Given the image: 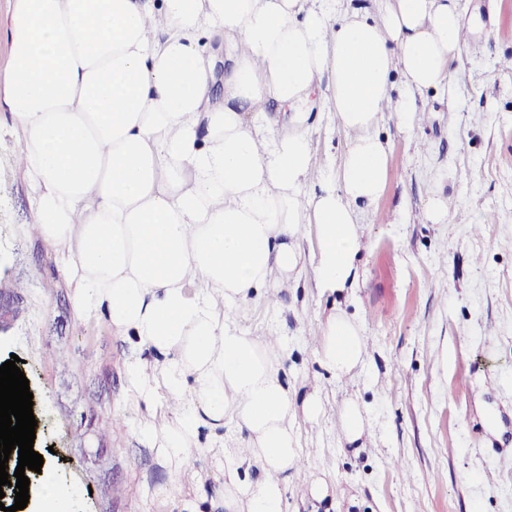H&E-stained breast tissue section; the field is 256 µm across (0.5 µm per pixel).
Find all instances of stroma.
Returning <instances> with one entry per match:
<instances>
[{
  "instance_id": "stroma-1",
  "label": "stroma",
  "mask_w": 512,
  "mask_h": 512,
  "mask_svg": "<svg viewBox=\"0 0 512 512\" xmlns=\"http://www.w3.org/2000/svg\"><path fill=\"white\" fill-rule=\"evenodd\" d=\"M461 6L470 34L454 65L455 103L427 93L408 132L381 116L386 186L361 216L354 285L321 294L307 269L276 304L236 315L241 331L282 340L297 398L316 390L324 401L319 418L298 421V462L332 482L330 497L303 500L302 482L289 483L287 512H512V0ZM324 91L314 88L303 115H277L282 128L303 121L316 183L333 179L348 142ZM16 142L1 125L0 362L22 361L45 479L72 488L70 512H209L224 497L223 457L199 449L185 474L149 447L129 342L79 319L60 259L28 231ZM436 190L448 200L444 224L424 217ZM335 306L357 320L366 347L344 380L315 351ZM348 400L367 427L358 447L340 427Z\"/></svg>"
}]
</instances>
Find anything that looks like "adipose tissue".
Returning a JSON list of instances; mask_svg holds the SVG:
<instances>
[{"label":"adipose tissue","instance_id":"obj_1","mask_svg":"<svg viewBox=\"0 0 512 512\" xmlns=\"http://www.w3.org/2000/svg\"><path fill=\"white\" fill-rule=\"evenodd\" d=\"M464 29L460 0H356L336 15L310 0H12L0 119L17 133L32 226L80 314L140 353L139 397L173 407L149 416L146 439L178 469L221 443L222 512H284L297 419L324 409L316 392L295 404L281 341L229 313L294 284L309 235L317 288L356 281L361 211L386 184L374 128L389 110L411 130L425 93H452ZM322 81L351 140L334 183L308 193V133L273 134V114ZM363 351L360 326L332 313L321 364L342 379Z\"/></svg>","mask_w":512,"mask_h":512}]
</instances>
